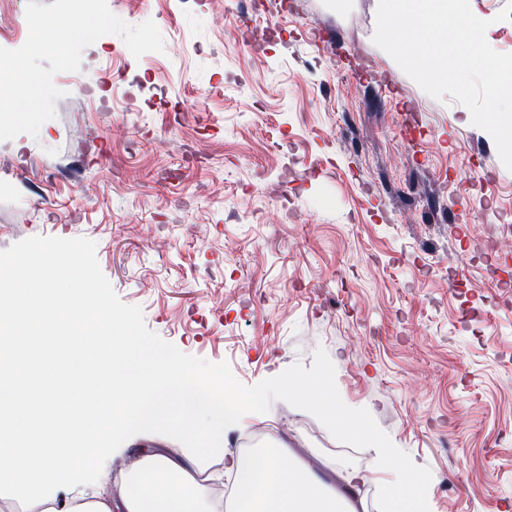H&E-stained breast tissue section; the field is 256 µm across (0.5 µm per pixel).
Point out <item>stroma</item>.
Returning a JSON list of instances; mask_svg holds the SVG:
<instances>
[{"label":"stroma","mask_w":512,"mask_h":512,"mask_svg":"<svg viewBox=\"0 0 512 512\" xmlns=\"http://www.w3.org/2000/svg\"><path fill=\"white\" fill-rule=\"evenodd\" d=\"M164 52L106 35L39 137L0 141V250L85 237L120 299L253 386L324 350L343 402L420 464L431 512H512V171L468 109L373 42L378 0H107ZM506 0H470L512 53ZM0 0V48L28 36ZM433 195H425L424 185ZM328 472L374 455L276 400L238 440Z\"/></svg>","instance_id":"35a3bbf8"}]
</instances>
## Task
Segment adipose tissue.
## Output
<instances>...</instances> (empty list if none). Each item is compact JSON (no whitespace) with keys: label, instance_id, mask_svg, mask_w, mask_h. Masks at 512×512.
<instances>
[{"label":"adipose tissue","instance_id":"obj_1","mask_svg":"<svg viewBox=\"0 0 512 512\" xmlns=\"http://www.w3.org/2000/svg\"><path fill=\"white\" fill-rule=\"evenodd\" d=\"M71 257L14 259L0 289V474L9 497L28 512H221L201 483L213 458L224 454V430L241 416L194 403L181 381L186 370L145 355L139 340L112 320L105 302L88 303L89 276L64 290ZM173 380L158 386L159 366ZM141 389L131 440L150 439L116 491L110 463L97 446L113 424L112 406L129 380ZM178 440L179 454L162 451ZM397 461L384 491L391 512H423L425 482L414 463ZM238 512H356L353 504L370 471L345 468L348 492L339 497L322 478L290 466L281 445L228 459ZM93 476L98 490L63 501V483Z\"/></svg>","mask_w":512,"mask_h":512}]
</instances>
